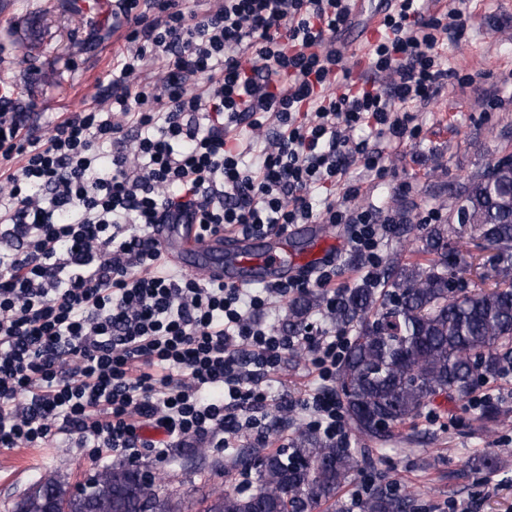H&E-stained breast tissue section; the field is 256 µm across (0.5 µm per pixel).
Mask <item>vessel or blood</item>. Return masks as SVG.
Here are the masks:
<instances>
[{
	"label": "vessel or blood",
	"mask_w": 512,
	"mask_h": 512,
	"mask_svg": "<svg viewBox=\"0 0 512 512\" xmlns=\"http://www.w3.org/2000/svg\"><path fill=\"white\" fill-rule=\"evenodd\" d=\"M300 235L308 238L309 246L305 252L292 253L291 243ZM155 236L165 256L204 278L238 286L287 279L289 271L309 270L335 259L341 248L330 224L295 225L260 240L242 236L202 240L195 225L183 221L157 225Z\"/></svg>",
	"instance_id": "vessel-or-blood-1"
}]
</instances>
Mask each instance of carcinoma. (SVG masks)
<instances>
[{
    "instance_id": "carcinoma-1",
    "label": "carcinoma",
    "mask_w": 512,
    "mask_h": 512,
    "mask_svg": "<svg viewBox=\"0 0 512 512\" xmlns=\"http://www.w3.org/2000/svg\"><path fill=\"white\" fill-rule=\"evenodd\" d=\"M448 224L420 229L422 259L388 260L381 278L341 290L326 316L354 332L336 371V396L360 438L382 447L397 428L437 398L464 399L478 383L512 365V154L493 159L455 198ZM497 250L483 267L481 284L468 286L471 266L464 239ZM324 300L304 294L288 302L284 324L296 334ZM372 448H353L309 429L288 447L264 456L242 451L237 464L256 471L252 493L218 490L197 512H311L336 505L340 490L358 473ZM476 473L498 469L491 454L468 461ZM139 467L103 465L72 491L57 475L41 478L13 505V512H185L175 493L144 481ZM412 499L378 490L362 512H411Z\"/></svg>"
}]
</instances>
